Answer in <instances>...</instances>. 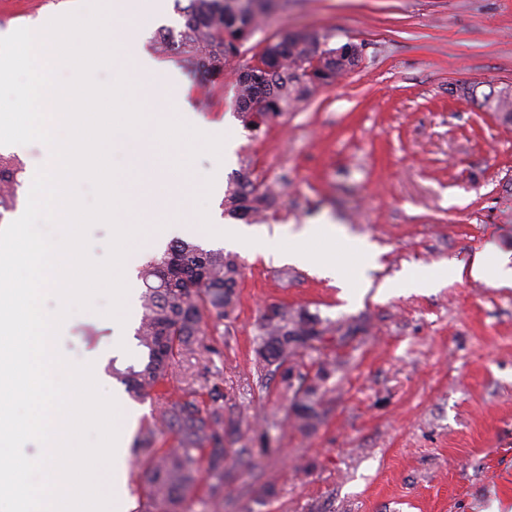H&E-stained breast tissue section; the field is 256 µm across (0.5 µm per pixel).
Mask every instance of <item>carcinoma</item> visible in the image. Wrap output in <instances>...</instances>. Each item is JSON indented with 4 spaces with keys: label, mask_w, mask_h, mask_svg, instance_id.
I'll return each mask as SVG.
<instances>
[{
    "label": "carcinoma",
    "mask_w": 512,
    "mask_h": 512,
    "mask_svg": "<svg viewBox=\"0 0 512 512\" xmlns=\"http://www.w3.org/2000/svg\"><path fill=\"white\" fill-rule=\"evenodd\" d=\"M272 0H189L182 8L183 28L169 32L165 52L174 54L202 75L218 76L224 65L239 57L241 47L267 20ZM354 45L321 49L307 34L267 40L252 60L239 67L234 112L255 135L306 100L316 82L331 85L358 66ZM482 105L504 125H512V95L489 87ZM22 163L0 155V207L6 208L20 185ZM278 196L274 186L252 178L250 165L229 179L224 212L249 222L271 208ZM243 271L238 257L222 249H204L183 240L150 257L140 269L144 291L142 316L135 331L141 348L136 365L112 366V377L135 399L154 394L162 401L157 419L142 427L137 448L146 468L142 483L145 501L140 512H181V502L202 473L224 489V387L217 378L197 393L179 386L176 363L202 347L204 320L222 321L236 310ZM258 366L275 367L297 398L300 426L312 424L315 412L308 397L314 387L294 373V357L322 340L326 328L306 310L271 307L258 327ZM165 427L173 444L157 445Z\"/></svg>",
    "instance_id": "carcinoma-1"
}]
</instances>
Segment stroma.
Listing matches in <instances>:
<instances>
[{
  "label": "stroma",
  "instance_id": "1",
  "mask_svg": "<svg viewBox=\"0 0 512 512\" xmlns=\"http://www.w3.org/2000/svg\"><path fill=\"white\" fill-rule=\"evenodd\" d=\"M80 5L0 0V31ZM183 23L175 0H150L136 40L159 78L135 94L176 98L234 131L226 161L200 154L194 173L220 164L228 177L248 161L287 176L275 215L258 222L273 241L310 223L345 229L380 248L369 272L376 284L411 264L512 252V126L450 92L512 85V0H279L239 61L213 79L161 51V33ZM287 32L324 48L355 44L361 61L254 137L231 106L239 63ZM239 257L237 311L209 322L206 351L175 368L197 387L220 373L224 412L240 421L226 441L223 491L201 484L186 512H512V288L451 277L425 291L371 290L351 304L311 269ZM272 305L318 314L328 327L294 361L317 388L318 417L306 429L291 391L256 362ZM56 347L99 365L101 389L132 414L131 432L153 422L155 396L128 397L109 371L139 362L135 338L113 350L97 314L71 321ZM244 448L256 468L242 464Z\"/></svg>",
  "mask_w": 512,
  "mask_h": 512
}]
</instances>
